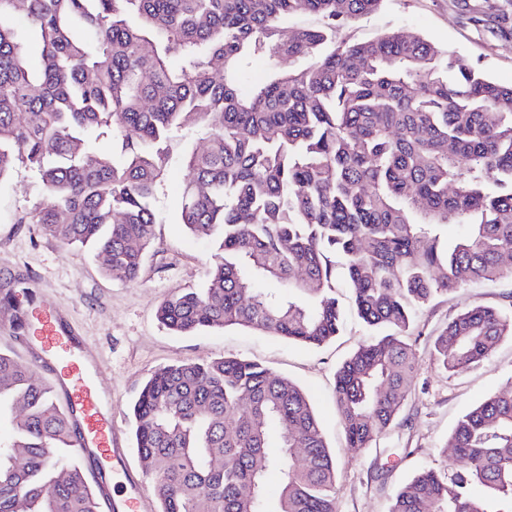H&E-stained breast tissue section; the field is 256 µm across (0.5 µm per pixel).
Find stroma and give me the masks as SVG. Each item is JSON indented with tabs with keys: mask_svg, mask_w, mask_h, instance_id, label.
<instances>
[{
	"mask_svg": "<svg viewBox=\"0 0 512 512\" xmlns=\"http://www.w3.org/2000/svg\"><path fill=\"white\" fill-rule=\"evenodd\" d=\"M402 28L442 50L469 60L493 81L512 85V0H384L380 10L360 18L336 34L337 40H372ZM209 133L184 129L176 138L166 176L152 202L155 241L137 282L109 277L101 256L46 235L40 225L17 223L21 210L42 201L34 174L17 167L0 181V285L24 279L36 296L24 303L23 334L0 330V350L28 363L63 403L59 380L71 362L91 377L92 393L103 403L121 448L120 460L100 457L86 462L91 485L110 480L118 494L100 498V512H113L128 480L141 487V512H158L149 479L134 446L130 407L155 369L177 360L233 355L261 363L275 375L300 385L309 395L327 440L336 453V512H388L395 491L413 473L429 467L444 473L459 469L443 444L457 420L482 399L512 384V338H504L486 361L450 376L430 360L432 342L449 317L482 304L512 305V280L471 285L435 298L416 320L409 340L421 358L395 425L376 444L360 452L345 446L333 399L337 366L371 331L348 318L342 334L319 347L288 343L280 337L245 328L205 330L177 335L156 318L167 298L199 288L215 253L211 239L191 234L181 221V190L186 170L183 156L204 149ZM66 314L75 334L73 354L63 348L43 349L41 329L48 312Z\"/></svg>",
	"mask_w": 512,
	"mask_h": 512,
	"instance_id": "1",
	"label": "stroma"
}]
</instances>
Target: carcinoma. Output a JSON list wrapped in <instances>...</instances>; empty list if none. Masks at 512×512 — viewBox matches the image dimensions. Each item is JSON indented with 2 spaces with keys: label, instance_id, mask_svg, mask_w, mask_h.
Segmentation results:
<instances>
[{
  "label": "carcinoma",
  "instance_id": "obj_1",
  "mask_svg": "<svg viewBox=\"0 0 512 512\" xmlns=\"http://www.w3.org/2000/svg\"><path fill=\"white\" fill-rule=\"evenodd\" d=\"M381 3L0 0V180L22 165L43 197L19 222L91 243L110 277L137 281L169 142L205 126L209 146L184 158L181 218L217 253L204 285L165 300L157 318L178 334L236 326L321 347L343 325L341 259L355 313L381 330L335 373L346 447L357 451L408 398L417 313L440 294L512 277V86L402 29L336 42V28ZM299 13L320 24L287 33ZM19 17L38 36L36 72ZM256 55L270 76L244 95L239 64ZM286 58L313 62L282 73ZM447 224L461 229L448 244ZM506 336L512 312L474 305L448 320L431 357L454 375ZM4 415L15 436L0 448V512H99L74 420L32 366L0 352ZM272 425L280 459L267 452ZM132 426L160 512H335L336 459L307 393L254 361L159 367ZM445 447L465 466L418 470L388 512H512V386L465 413Z\"/></svg>",
  "mask_w": 512,
  "mask_h": 512
}]
</instances>
